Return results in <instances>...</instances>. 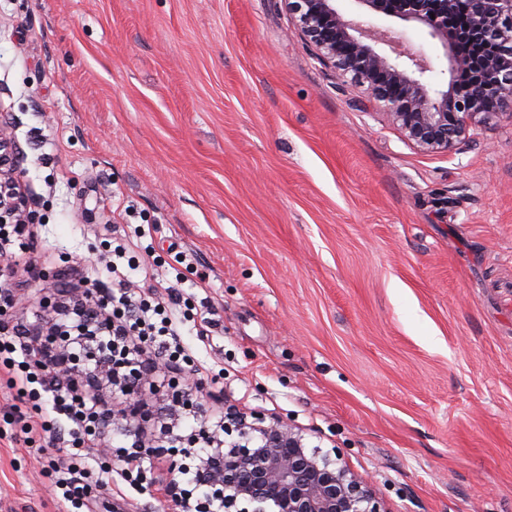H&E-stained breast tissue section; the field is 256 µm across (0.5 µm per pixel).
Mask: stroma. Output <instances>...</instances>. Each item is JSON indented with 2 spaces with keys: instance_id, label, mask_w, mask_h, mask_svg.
<instances>
[{
  "instance_id": "1",
  "label": "stroma",
  "mask_w": 512,
  "mask_h": 512,
  "mask_svg": "<svg viewBox=\"0 0 512 512\" xmlns=\"http://www.w3.org/2000/svg\"><path fill=\"white\" fill-rule=\"evenodd\" d=\"M0 113L40 215L0 336L57 319L114 232L149 228L214 420L287 422L385 512H512V115L456 154L407 143L302 42L283 0H0ZM222 327L198 335L209 311ZM0 512H58L6 423ZM120 461L89 512H176L166 458Z\"/></svg>"
}]
</instances>
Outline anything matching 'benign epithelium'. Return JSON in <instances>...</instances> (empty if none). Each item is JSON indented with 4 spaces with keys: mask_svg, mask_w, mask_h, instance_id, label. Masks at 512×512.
I'll use <instances>...</instances> for the list:
<instances>
[{
    "mask_svg": "<svg viewBox=\"0 0 512 512\" xmlns=\"http://www.w3.org/2000/svg\"><path fill=\"white\" fill-rule=\"evenodd\" d=\"M338 0H284L304 43L317 60L361 91L360 104L386 116L412 146L424 153L452 155L471 137L477 117L512 112V0H468L469 23L462 30L453 18L458 0H352L345 13ZM382 14L410 24L443 48L447 70L436 71L426 54L393 27L379 28L363 18ZM470 40L491 49L483 57L460 50ZM473 80L462 90L457 75ZM8 126L0 120V226L31 224L25 185L18 166L7 163ZM67 335L54 329L36 344L37 365L55 374L81 363L61 347ZM148 374L125 376L126 401L112 407L114 419L145 422L151 404L140 390ZM173 410L202 413L192 390L171 394ZM224 435L236 439L200 459L206 500L187 504L192 512H209L212 501L224 512H383L369 481L355 475L340 454L309 449L302 435L282 421L264 424L257 414L236 409L224 419Z\"/></svg>",
    "mask_w": 512,
    "mask_h": 512,
    "instance_id": "7a95c632",
    "label": "benign epithelium"
}]
</instances>
